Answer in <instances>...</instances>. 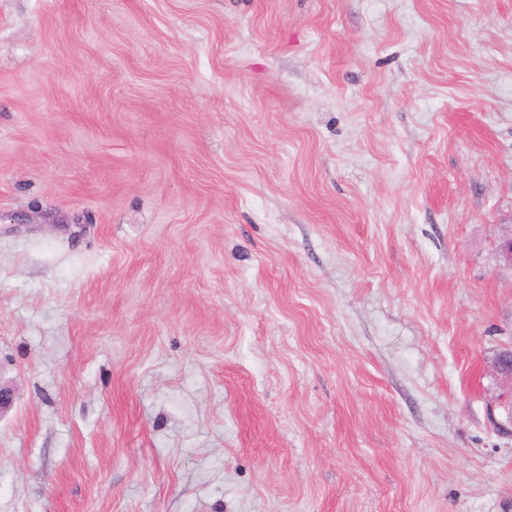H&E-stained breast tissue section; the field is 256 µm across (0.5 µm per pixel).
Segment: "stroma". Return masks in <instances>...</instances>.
I'll list each match as a JSON object with an SVG mask.
<instances>
[{"instance_id": "stroma-1", "label": "stroma", "mask_w": 512, "mask_h": 512, "mask_svg": "<svg viewBox=\"0 0 512 512\" xmlns=\"http://www.w3.org/2000/svg\"><path fill=\"white\" fill-rule=\"evenodd\" d=\"M512 0H0V512H512Z\"/></svg>"}]
</instances>
